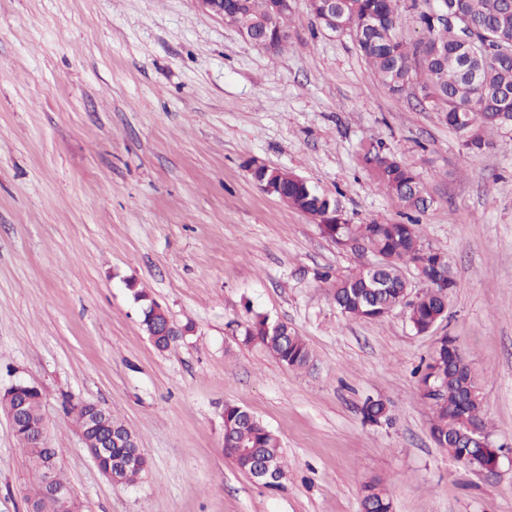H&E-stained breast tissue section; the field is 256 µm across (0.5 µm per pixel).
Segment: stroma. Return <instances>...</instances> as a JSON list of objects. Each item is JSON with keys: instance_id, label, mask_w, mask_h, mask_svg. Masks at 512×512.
<instances>
[{"instance_id": "obj_1", "label": "stroma", "mask_w": 512, "mask_h": 512, "mask_svg": "<svg viewBox=\"0 0 512 512\" xmlns=\"http://www.w3.org/2000/svg\"><path fill=\"white\" fill-rule=\"evenodd\" d=\"M287 49L269 52L198 0H0V392L43 395L82 512H360L378 480L393 512H512V129L469 154L413 94H389L353 38L294 0ZM375 138L433 199L419 222L448 254L446 316L416 334L404 309L342 314L333 277L373 262L260 190L247 162L339 194L350 223L407 221L358 164ZM329 280H320V273ZM145 291L186 331L157 349ZM285 322L314 361L292 370L244 343ZM454 337L478 382L496 476L431 436L417 369ZM393 425L364 423L366 398ZM111 409L147 460L112 484L67 402ZM279 438L268 489L224 455V405ZM25 453L0 412V512H28Z\"/></svg>"}]
</instances>
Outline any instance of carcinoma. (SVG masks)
Segmentation results:
<instances>
[{
  "mask_svg": "<svg viewBox=\"0 0 512 512\" xmlns=\"http://www.w3.org/2000/svg\"><path fill=\"white\" fill-rule=\"evenodd\" d=\"M274 0H235L224 4L240 31L250 38L269 40L279 51L288 44L285 19L270 23ZM414 14L420 29L410 42L399 34V9ZM309 12L320 29L354 38L361 55L379 82L390 92L418 90L427 97L428 108L462 136L469 153L489 147L488 131L512 127V0H312ZM361 167L377 188L396 199L404 209L425 212L430 200L418 173L397 158L383 142L369 139L359 152ZM257 185L271 184L276 196L288 206L319 221L328 238L350 239L378 258L374 268L358 267L333 284V300L347 317L377 321L389 311L403 307L417 333H426L441 320L448 297L455 290L448 255L424 242L417 219L410 223L375 219L351 224L339 200L304 177L284 168L248 165ZM414 268L420 289L413 302L402 266ZM244 341L263 345L281 364L300 370L312 360L305 339L280 323L256 320L244 332ZM437 385L440 393L425 400L431 418V434L439 447L461 466L477 465L492 457L490 448L466 436L475 427L490 436L474 375L461 359L455 340L443 336L437 342L420 377V385ZM23 402L25 423L45 421L42 394L0 398V407L13 413ZM366 422L381 426L393 423L391 410L380 399H367L361 409ZM224 429L228 443L251 447L249 456H237L234 464L252 476L268 461L278 477L285 474L286 460L278 437L242 407L224 405ZM25 449L35 477L30 512H52L41 497L48 445L29 444L24 429L14 430ZM361 512H391L392 503L381 482L361 489Z\"/></svg>",
  "mask_w": 512,
  "mask_h": 512,
  "instance_id": "obj_1",
  "label": "carcinoma"
}]
</instances>
